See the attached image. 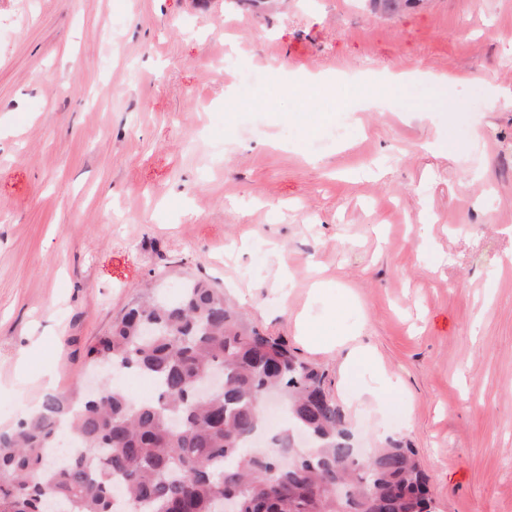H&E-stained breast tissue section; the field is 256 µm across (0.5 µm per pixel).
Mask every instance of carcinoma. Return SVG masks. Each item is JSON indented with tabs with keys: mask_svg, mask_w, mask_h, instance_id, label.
<instances>
[{
	"mask_svg": "<svg viewBox=\"0 0 512 512\" xmlns=\"http://www.w3.org/2000/svg\"><path fill=\"white\" fill-rule=\"evenodd\" d=\"M418 0H371L394 14ZM110 377L97 396L49 394L0 431V512H430L427 475L400 444L355 458L324 375L253 327L202 279L170 301L144 295L87 350ZM224 370V387L199 395ZM150 377L134 400L115 378ZM279 395L287 426L250 451L261 401ZM78 451L54 456L65 421Z\"/></svg>",
	"mask_w": 512,
	"mask_h": 512,
	"instance_id": "obj_1",
	"label": "carcinoma"
}]
</instances>
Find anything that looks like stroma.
<instances>
[{"instance_id":"obj_1","label":"stroma","mask_w":512,"mask_h":512,"mask_svg":"<svg viewBox=\"0 0 512 512\" xmlns=\"http://www.w3.org/2000/svg\"><path fill=\"white\" fill-rule=\"evenodd\" d=\"M307 70L344 75L346 104L274 81ZM390 72L411 78L365 106ZM497 90L512 92V0L395 15L0 0V429L46 375L73 389L145 284L171 298L193 276L324 373L355 447L414 448L435 512H512V99ZM319 277L350 304L328 314ZM361 347L374 362L345 372ZM384 373L400 381L388 406L357 411Z\"/></svg>"}]
</instances>
